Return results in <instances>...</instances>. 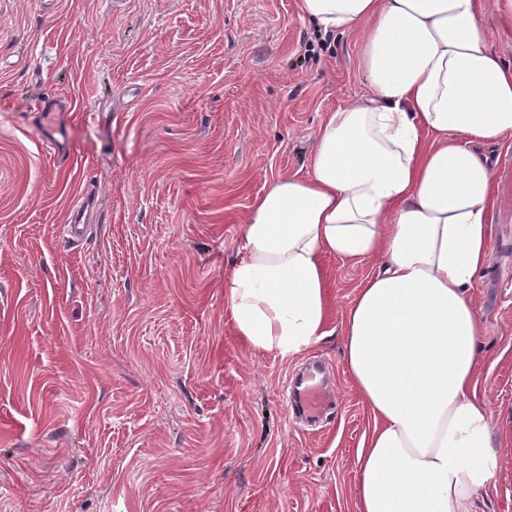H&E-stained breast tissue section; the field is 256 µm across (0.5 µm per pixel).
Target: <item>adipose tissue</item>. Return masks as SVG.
Segmentation results:
<instances>
[{
	"instance_id": "ef3b65f1",
	"label": "adipose tissue",
	"mask_w": 512,
	"mask_h": 512,
	"mask_svg": "<svg viewBox=\"0 0 512 512\" xmlns=\"http://www.w3.org/2000/svg\"><path fill=\"white\" fill-rule=\"evenodd\" d=\"M297 8L321 34H359L371 94L327 113L305 171L250 207L224 319L250 349L296 356L331 333L324 259H378L341 322L344 368L372 418L357 512H473L497 459L467 290L493 221L481 146L512 133V65L486 35L485 0Z\"/></svg>"
}]
</instances>
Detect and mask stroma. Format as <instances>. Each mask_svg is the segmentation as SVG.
Wrapping results in <instances>:
<instances>
[{
    "label": "stroma",
    "instance_id": "1",
    "mask_svg": "<svg viewBox=\"0 0 512 512\" xmlns=\"http://www.w3.org/2000/svg\"><path fill=\"white\" fill-rule=\"evenodd\" d=\"M296 2L0 0V512H355L371 417L340 336L285 359L224 322L250 206L303 168L326 112L370 94L358 36L319 34ZM51 96L73 117L39 111ZM488 151L469 294L498 469L475 509L512 512V135ZM377 267L325 258L332 326ZM313 361L334 375L316 427L286 401ZM90 204L83 203L71 210L69 222L64 226L67 235L72 240H78L84 237L87 232V223L90 220Z\"/></svg>",
    "mask_w": 512,
    "mask_h": 512
}]
</instances>
